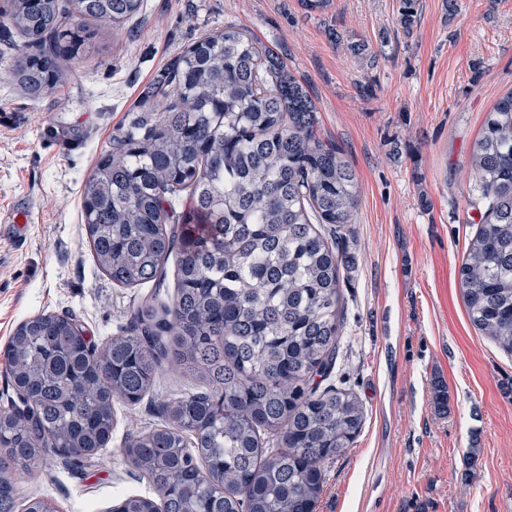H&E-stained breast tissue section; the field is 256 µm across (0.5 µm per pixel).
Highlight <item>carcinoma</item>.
Returning <instances> with one entry per match:
<instances>
[{"mask_svg":"<svg viewBox=\"0 0 512 512\" xmlns=\"http://www.w3.org/2000/svg\"><path fill=\"white\" fill-rule=\"evenodd\" d=\"M144 0H4L0 27L24 38L9 76L41 99L65 81L95 25L123 27ZM398 25L418 0H399ZM157 124L115 139L82 185L96 266L113 283L160 282L177 257L171 303L153 292L124 333L88 345L69 314L22 322L3 355L17 403L0 407V512L13 480L52 451L76 466L112 440L116 405L165 373L203 382L162 405L165 422L124 453L154 489L111 512H313L324 464L365 422L331 375L342 337L337 240L358 206L354 171L316 133V105L278 57L232 24L179 56L153 88ZM483 204L459 269L473 326L512 355V90L488 112L470 156ZM336 239L327 238L324 225Z\"/></svg>","mask_w":512,"mask_h":512,"instance_id":"cac0c4a2","label":"carcinoma"}]
</instances>
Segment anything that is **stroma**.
I'll use <instances>...</instances> for the list:
<instances>
[{"label": "stroma", "instance_id": "35a3bbf8", "mask_svg": "<svg viewBox=\"0 0 512 512\" xmlns=\"http://www.w3.org/2000/svg\"><path fill=\"white\" fill-rule=\"evenodd\" d=\"M399 0H144L135 39L111 25L55 93L28 98L6 79L23 40L0 33V212L25 200L22 239L0 232V352L30 316L72 314L95 346L128 326L143 296L95 265L81 187L114 138L153 126L143 102L197 38L233 24L279 55L318 112V134L356 173L359 205L340 249L343 387L366 418L326 463L315 512H512V355L471 325L458 269L479 219L470 154L494 103L512 90V0H419L411 34ZM350 40L368 41L357 58ZM182 378L117 407L112 440L79 470L46 455L40 479L15 478L17 501L108 512L149 486L124 455L161 420ZM448 393L438 409L434 384Z\"/></svg>", "mask_w": 512, "mask_h": 512}]
</instances>
